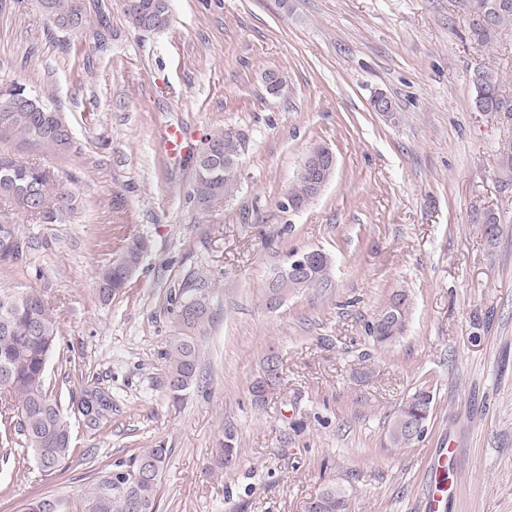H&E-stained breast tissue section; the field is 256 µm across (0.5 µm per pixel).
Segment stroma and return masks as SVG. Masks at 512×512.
Masks as SVG:
<instances>
[{
  "label": "stroma",
  "instance_id": "1",
  "mask_svg": "<svg viewBox=\"0 0 512 512\" xmlns=\"http://www.w3.org/2000/svg\"><path fill=\"white\" fill-rule=\"evenodd\" d=\"M85 2L92 24L76 34L37 0H0V87L26 85L76 141L63 155L16 138L0 148L79 194L65 223L22 217L33 246L0 266V289L52 305L46 384L74 450L48 475L0 448V512L47 495L78 512L97 471L156 446L170 450L157 512H299L331 483L351 512H428L437 480L450 491L439 512H512V183L497 163L512 120L476 111L470 82L484 65L512 94V30L469 41L468 0H171L169 27L144 34L122 0ZM271 73L284 81L274 95ZM379 92L393 111H373ZM172 124L185 157L161 150ZM222 129L245 137L239 190L203 213L195 157ZM317 144L335 174L293 210L288 190ZM135 238L149 243L139 270L102 299L100 270ZM311 249L333 259L328 284L268 311L273 269ZM183 291L206 296L211 318L200 378L176 401L163 353ZM397 291L408 324L380 347L365 326ZM271 351L284 379L257 405L250 386ZM421 388L426 432L392 447L395 412ZM93 392L108 411L83 410ZM228 431L239 454L222 470Z\"/></svg>",
  "mask_w": 512,
  "mask_h": 512
}]
</instances>
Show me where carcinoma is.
Masks as SVG:
<instances>
[{
    "mask_svg": "<svg viewBox=\"0 0 512 512\" xmlns=\"http://www.w3.org/2000/svg\"><path fill=\"white\" fill-rule=\"evenodd\" d=\"M43 14L61 31L82 33L90 25L84 0H38ZM131 26L144 33L164 30L170 22L169 0H122ZM512 28V0H471L469 39L483 47L491 46L498 35ZM473 107L482 112H502L512 118V97L501 92L500 79L493 69L479 66L471 74ZM19 137L52 154H63L73 147V137L63 113L33 95L25 85L14 83L0 92V141ZM245 140L220 131L207 138L195 164L192 197L197 205L211 211L224 203L236 182V161ZM499 169L512 173V140L498 151ZM317 194L309 181L297 176L288 191V200L307 207ZM0 199L14 209L38 218L43 224H58L73 210L74 196L43 167L20 160L0 150ZM10 226L15 248L0 249V264L19 263L31 248V238L17 221L0 215V225ZM148 249L143 238L130 241L121 259L99 275V293L109 299L129 283L126 272L139 267ZM332 259L323 257L313 278H290L281 289L283 300L328 279ZM0 293V442H14L23 436V452L42 462L43 471L56 472L73 454L69 425L59 401L45 382V367L54 350L58 325L44 294L36 289L18 295L19 302L3 310ZM385 308L396 318L387 323H367V335L379 346H387L401 336L407 324L408 298L396 292ZM210 318L206 300H190L179 305L176 319L178 336L168 346L167 388L173 399L197 382L201 360V332ZM433 396L426 390L414 392L398 409L389 430L395 448H407L425 432ZM169 448H143L127 459L112 463L96 476L83 494L79 512H157V500ZM237 455L233 433L224 434L222 466L228 467ZM154 466L152 475L125 486L127 469L142 462ZM315 512H348L346 490L335 484L315 496Z\"/></svg>",
    "mask_w": 512,
    "mask_h": 512,
    "instance_id": "obj_1",
    "label": "carcinoma"
}]
</instances>
